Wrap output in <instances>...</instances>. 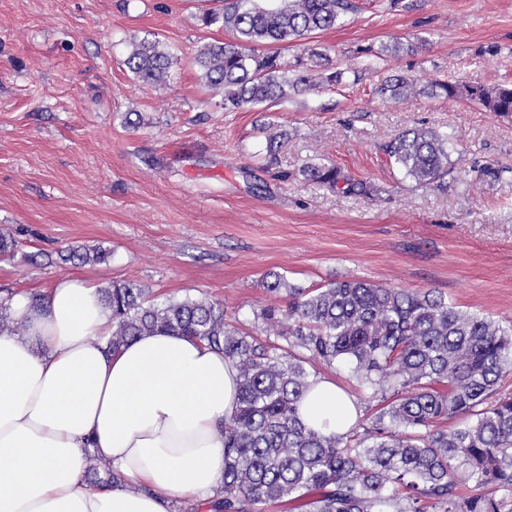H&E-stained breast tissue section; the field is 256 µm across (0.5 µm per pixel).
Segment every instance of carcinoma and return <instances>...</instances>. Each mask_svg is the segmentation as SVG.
Here are the masks:
<instances>
[{"instance_id": "obj_1", "label": "carcinoma", "mask_w": 512, "mask_h": 512, "mask_svg": "<svg viewBox=\"0 0 512 512\" xmlns=\"http://www.w3.org/2000/svg\"><path fill=\"white\" fill-rule=\"evenodd\" d=\"M350 0H227L200 21L232 35L201 44L195 63L203 85L224 97V108L276 105L296 95L342 83L348 70L310 49L285 61L258 55L248 45L293 43L336 26ZM174 57L158 40L132 43L125 65L150 87L166 82ZM380 95L403 101L414 93L476 103L512 114V88L394 75ZM387 152L405 176L422 186L444 185L451 172L448 134L408 130ZM302 176L339 187L334 165L313 164ZM101 250L75 247L65 263L95 265ZM270 296L254 313L265 340L225 318L224 304L209 299L159 300L146 288L114 282L100 289L112 309L109 349L137 336L166 331L205 341L238 370V410L224 424L223 495L212 512H260L288 499L313 512H512V397L499 395L512 369V334L470 314L440 293L406 292L361 280L302 288L271 272ZM353 365L379 397L371 425L358 433L327 436L303 422L299 404L319 368ZM452 417V430L436 424ZM480 492L462 497L452 462ZM86 478L111 486L119 476L88 467Z\"/></svg>"}]
</instances>
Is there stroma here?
Wrapping results in <instances>:
<instances>
[{
    "instance_id": "stroma-1",
    "label": "stroma",
    "mask_w": 512,
    "mask_h": 512,
    "mask_svg": "<svg viewBox=\"0 0 512 512\" xmlns=\"http://www.w3.org/2000/svg\"><path fill=\"white\" fill-rule=\"evenodd\" d=\"M352 2L341 25L302 47L254 51L288 60L314 48L357 79L232 111L194 64L197 47L222 35L198 19L219 0H0V235L17 242L0 257V295L35 297L69 274L132 282L220 301L254 334L274 271L304 288L353 279L435 291L512 329V114L377 91L390 74L511 83L512 0ZM142 39L177 57L167 84L144 86L125 66ZM396 40L411 52H384ZM271 124L287 131L272 150ZM421 126L450 139L445 189L404 178L383 150ZM329 162L377 196L303 180L304 166ZM77 246L109 258L62 263Z\"/></svg>"
}]
</instances>
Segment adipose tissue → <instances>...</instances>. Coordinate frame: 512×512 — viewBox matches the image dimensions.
Instances as JSON below:
<instances>
[{"mask_svg": "<svg viewBox=\"0 0 512 512\" xmlns=\"http://www.w3.org/2000/svg\"><path fill=\"white\" fill-rule=\"evenodd\" d=\"M7 306L25 329L0 334V512H169L219 497L222 427L238 406V371L223 354L164 331L112 352V311L76 275ZM300 414L343 435L360 408L320 376ZM93 456L122 483H87Z\"/></svg>", "mask_w": 512, "mask_h": 512, "instance_id": "1", "label": "adipose tissue"}]
</instances>
